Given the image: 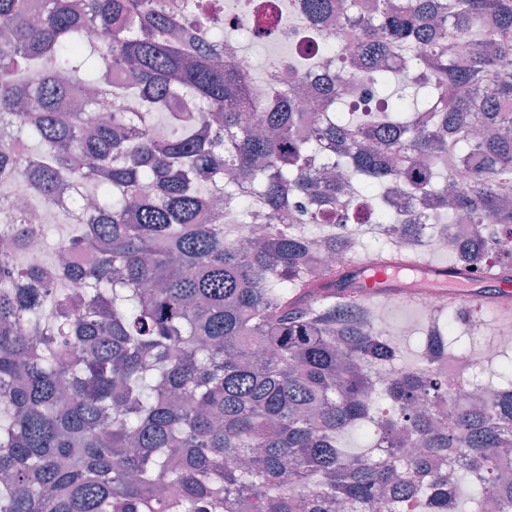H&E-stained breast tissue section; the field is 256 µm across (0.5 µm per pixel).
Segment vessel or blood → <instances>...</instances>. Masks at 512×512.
I'll return each mask as SVG.
<instances>
[{
	"label": "vessel or blood",
	"mask_w": 512,
	"mask_h": 512,
	"mask_svg": "<svg viewBox=\"0 0 512 512\" xmlns=\"http://www.w3.org/2000/svg\"><path fill=\"white\" fill-rule=\"evenodd\" d=\"M357 269L365 286L363 295L370 299L400 293L418 299L434 291L450 304L465 306L486 301L512 317V284L491 271L477 277L463 267L400 260L364 261L358 263Z\"/></svg>",
	"instance_id": "obj_1"
}]
</instances>
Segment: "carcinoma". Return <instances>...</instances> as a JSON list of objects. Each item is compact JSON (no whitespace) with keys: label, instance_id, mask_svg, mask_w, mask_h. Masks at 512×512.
Listing matches in <instances>:
<instances>
[{"label":"carcinoma","instance_id":"1","mask_svg":"<svg viewBox=\"0 0 512 512\" xmlns=\"http://www.w3.org/2000/svg\"><path fill=\"white\" fill-rule=\"evenodd\" d=\"M30 2L0 0V206L80 193L62 261L0 224V512H460L463 475L512 512V360L489 401L459 400L439 365L474 313L438 310L418 363L386 374L397 349L353 264L316 262L311 242L372 224L420 252L391 238L418 220L395 214L399 193L480 226L448 245L453 264L512 283V72L459 47L511 56L512 0H301L312 24L338 19L320 139L296 135L301 83L276 65L253 111L204 0ZM355 74L414 94L351 102ZM73 86L117 111L61 109ZM16 136L40 150L15 155ZM474 150L450 206L449 170ZM367 423L390 455L342 447ZM434 456L457 467L429 473Z\"/></svg>","mask_w":512,"mask_h":512}]
</instances>
